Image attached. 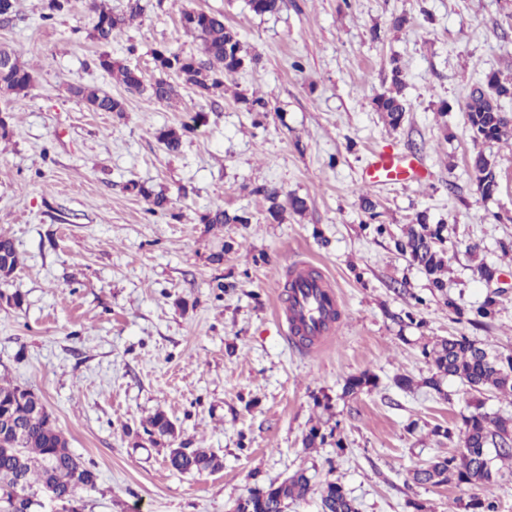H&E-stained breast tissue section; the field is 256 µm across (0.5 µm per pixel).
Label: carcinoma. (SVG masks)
Returning <instances> with one entry per match:
<instances>
[{"label":"carcinoma","mask_w":512,"mask_h":512,"mask_svg":"<svg viewBox=\"0 0 512 512\" xmlns=\"http://www.w3.org/2000/svg\"><path fill=\"white\" fill-rule=\"evenodd\" d=\"M285 0H247L254 14L272 15L282 10ZM95 14L92 38L102 47L121 35L127 22L142 12L140 0H129L123 13H114L104 0H90ZM182 27L200 41L207 60H198L180 53L157 50L155 66L163 73H174L182 82L201 96L224 85L246 65V54L236 31L224 24V15L200 11H185ZM7 57V65L0 70V95H24L31 87L33 76L20 60V50H0ZM94 64L115 77L130 90L143 89L141 73L112 58L103 50ZM392 88L375 99L377 111L386 115L388 124L396 128L408 112L407 100L401 94L404 83L402 69L391 70ZM149 98L158 103H169L178 95L177 87L165 78H158L146 88ZM70 93L93 112H123L124 102L111 94L89 85H73ZM512 97V84L507 86L495 74L489 73L473 85L465 103L466 123L475 139L500 141L512 137V113L506 111L501 99ZM194 131L185 124L180 130L162 131L158 140L169 153L179 150L183 137ZM477 190L490 197L497 189L494 166L481 151L470 159ZM269 202V216L278 220L287 209L301 213L306 209L305 199L290 195L281 203V192L276 188H256ZM203 220L208 224H246L245 214H230L223 208L210 210ZM398 253L408 258L427 277L430 288L447 299L448 309L463 316L474 328L487 325L494 317L497 296H489L477 306L465 309L448 298L447 270L448 225L428 224L421 218L408 224L399 236L393 237ZM19 264L13 240L0 236V278H8ZM422 355L432 372L425 384L442 395L445 380L460 381L469 392L507 393L512 396V353L492 354L481 343L468 336H448L424 346ZM376 387V376L364 371L348 377L343 385L345 397L356 396ZM144 431L151 436L167 437L174 434V424L165 412L158 410L146 420ZM432 434L457 443L453 453L437 455L413 469L412 479L419 485H442L452 480L459 485L484 489L497 481L500 469L495 462L511 465L512 473V419L492 417L475 411L462 418V425L450 423L432 429ZM171 469L181 474L203 470H217L221 462L203 448H173L167 457ZM97 485L96 472L69 449L68 440L50 423V415L41 395L34 389L0 383V512H19L18 501L30 505V512H40L43 500L64 495H76L93 490ZM311 491L310 478L303 471L295 472L279 485L257 489L240 500L236 512H286L288 503L305 498ZM322 512H357V507L343 486L328 481L320 491ZM466 512H498V501L487 495L472 494L465 504Z\"/></svg>","instance_id":"carcinoma-1"}]
</instances>
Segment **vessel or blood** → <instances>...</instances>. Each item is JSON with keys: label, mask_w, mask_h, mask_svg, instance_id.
Returning a JSON list of instances; mask_svg holds the SVG:
<instances>
[{"label": "vessel or blood", "mask_w": 512, "mask_h": 512, "mask_svg": "<svg viewBox=\"0 0 512 512\" xmlns=\"http://www.w3.org/2000/svg\"><path fill=\"white\" fill-rule=\"evenodd\" d=\"M414 170L412 162L396 149L384 148L372 152L365 168V182L376 184L395 182ZM289 290L285 310L287 336H311L319 345H327L338 330L328 310L336 306V293L326 277H312L308 263L298 262L291 266L287 275Z\"/></svg>", "instance_id": "obj_1"}]
</instances>
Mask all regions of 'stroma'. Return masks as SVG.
I'll list each match as a JSON object with an SVG mask.
<instances>
[{
    "instance_id": "obj_1",
    "label": "stroma",
    "mask_w": 512,
    "mask_h": 512,
    "mask_svg": "<svg viewBox=\"0 0 512 512\" xmlns=\"http://www.w3.org/2000/svg\"><path fill=\"white\" fill-rule=\"evenodd\" d=\"M45 3L15 0L13 21L0 22V45L17 46L34 76L0 114V235L20 255L0 282V376L40 394L94 467L97 488L79 493L80 512H235L300 469L313 484L339 482L358 512H411L413 499L427 512H463L465 491L416 485L410 471L447 453L434 426L461 423L477 399L512 418V397H477L456 380L435 393L421 349L463 334L512 352V289L479 330L445 304L495 291L479 263L512 281L502 249L512 241V138L474 141L462 110L478 77L512 83V0H287L264 16L246 0H142L108 50L144 82L158 76L154 50L199 56L185 10L223 14L251 59L209 97L182 85L168 104L94 66L88 0H70L50 23ZM395 64L409 110L393 129L374 100ZM78 84L123 99L124 112L90 111L69 92ZM254 95L268 99L266 114L248 111ZM190 123L168 153L159 132ZM386 145L412 157L416 174L365 185L372 151ZM480 151L496 163L488 198L469 167ZM264 185L304 198L306 210L268 219ZM144 187L167 207L152 209ZM364 194L392 234L421 213L447 225V297L432 295L392 234L368 230ZM218 206L249 223H204ZM301 260L333 283L341 314L315 351L291 346L277 320L285 272ZM414 293L427 299L424 326L400 328L394 317ZM365 370L377 388L343 396L346 378ZM400 375L413 390L395 385ZM159 410L176 434L154 442L143 426ZM315 425L327 440L304 448ZM184 447L214 453L222 469H170V449Z\"/></svg>"
}]
</instances>
